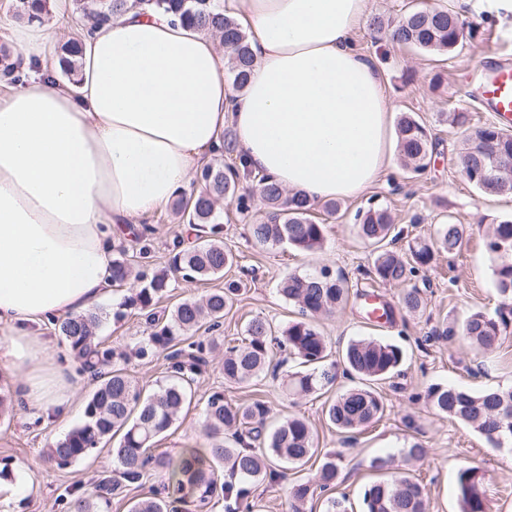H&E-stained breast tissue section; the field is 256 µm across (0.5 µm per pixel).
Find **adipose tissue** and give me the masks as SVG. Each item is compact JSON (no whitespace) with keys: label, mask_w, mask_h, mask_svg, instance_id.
Wrapping results in <instances>:
<instances>
[{"label":"adipose tissue","mask_w":512,"mask_h":512,"mask_svg":"<svg viewBox=\"0 0 512 512\" xmlns=\"http://www.w3.org/2000/svg\"><path fill=\"white\" fill-rule=\"evenodd\" d=\"M219 2L251 32L243 92L211 37L131 10L83 37L77 85L32 74L0 100V367L36 414L67 415L76 386L43 327L101 301L117 228L152 223L225 125L249 169L314 203L357 195L387 165L393 105L354 44L369 0ZM10 37L27 67L56 31L23 22Z\"/></svg>","instance_id":"adipose-tissue-1"}]
</instances>
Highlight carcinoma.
Segmentation results:
<instances>
[{
	"mask_svg": "<svg viewBox=\"0 0 512 512\" xmlns=\"http://www.w3.org/2000/svg\"><path fill=\"white\" fill-rule=\"evenodd\" d=\"M71 14L88 19L95 26L127 10L163 11L181 22L220 38L224 45V68L233 88L246 87L255 57L248 36L236 19L224 14L218 0H71ZM12 18L19 22L44 20L49 15V0H12ZM369 26L378 41L410 47L423 53L451 54L466 39L473 37L475 28L467 25L448 9L417 7L395 19L375 16ZM80 41L71 40L56 50L55 69L61 77L73 83L79 72ZM0 73L20 80L19 66L12 61L10 48L0 44ZM451 123L465 128L466 136L460 152L463 177L484 195L512 194V131L496 123L472 128L467 117L455 112ZM431 137L427 129L411 114L403 113L398 120L397 148L400 165L419 174L428 165ZM251 186H240L241 179ZM194 183L197 188L177 196L174 213L181 223L192 228L208 227V238L199 246L174 254L173 271L184 280H209L224 276V269L236 262L235 254L224 247L219 224L223 216L218 203L229 198L237 210L248 212L254 200L264 206V216L249 225L253 240L261 245L287 244L301 252L322 248L325 225L316 221L315 204L305 196H289L275 182L253 173L238 160H224L202 166ZM357 236L366 244L379 249L371 273L385 284H404L438 253L454 255L463 245L465 230L452 222L438 225L435 235L409 246V256L403 257L385 248L395 241V224L388 209L370 206L357 213ZM487 252L494 258V285L500 298L496 316L474 311L437 331V336L461 334L485 351L497 348L509 322L505 313L512 314V221L495 225L484 241ZM125 249H118L112 258V284L122 286L132 276L124 258ZM135 293L119 304L114 318H123V309L136 307L149 321L148 345L166 352L169 366L165 379L157 388L145 392L127 374L120 361L124 354L105 348L98 339L101 314L95 310L55 323V327L79 358L83 367L98 382L86 403L84 421L46 451V461L59 468L87 457L93 450L117 439L112 454L118 464L120 479L101 478L90 491L77 490L70 494V512H106L112 496L122 485L142 481L147 467L168 475V489L174 496L151 497L134 502L130 512H174L172 502L190 503L198 512L214 507L224 500L225 512H255L252 500L254 488L261 484L274 485L286 477L275 461L302 466L315 453V437L310 423L291 416L274 427L268 426L272 408L262 399L233 402L222 392L211 393L203 408V426L210 438L206 448H187L173 459L164 453L149 455L146 449L153 440L176 423L183 409L191 404L193 385L202 367L203 343L186 342L184 335L204 324L219 325L224 310L240 295L242 282L224 281L202 300L187 299L178 303L167 323L156 321L155 302L170 287L167 271L135 276ZM346 279L323 267L313 273H290L281 281L280 292L299 308L300 319L288 323L280 334L262 319L247 325V336L237 345L224 350L220 370L224 382L249 384L272 368L273 346L288 349L300 369L285 372L282 388L292 396H309L331 389L336 382V365L328 362V345L316 325V319L333 313L349 299ZM400 307L407 313L418 312L423 305L420 291L413 286L400 297ZM403 351L396 344L374 338L348 341L342 349L343 372L365 385L336 394L324 402L325 417L344 439L378 422L386 411L382 394L370 383L384 381L399 372ZM438 414L457 419L483 436L495 448L512 447V387L472 392L455 385L436 384L424 396ZM407 461H420L427 448L415 438L402 450ZM228 479L220 481L219 471ZM339 459L324 456L317 482L318 487L304 481L292 487L288 512H307V503L315 489L322 491L338 486ZM457 491L461 512H488L487 490L483 476L475 467L458 471ZM424 487L406 472L367 486L362 494V512H425Z\"/></svg>",
	"mask_w": 512,
	"mask_h": 512,
	"instance_id": "obj_1",
	"label": "carcinoma"
}]
</instances>
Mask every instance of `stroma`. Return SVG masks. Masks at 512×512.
<instances>
[{
  "mask_svg": "<svg viewBox=\"0 0 512 512\" xmlns=\"http://www.w3.org/2000/svg\"><path fill=\"white\" fill-rule=\"evenodd\" d=\"M424 5H444L459 13L476 27L474 38L466 40L452 54H426L374 40L369 26L357 31L356 44L369 54L380 69L386 92L395 113L416 116L432 135L433 153L427 169L419 175L404 170L397 156H390L381 177L360 194L341 200L335 215L327 218L326 241L321 250L305 253L282 244L273 247L255 245L248 222L240 216L233 201H224V243L236 254L238 263L225 269L223 277L209 281L173 282L155 305L157 313H168L185 299H197L223 287L225 279L241 280L243 295L226 309L219 328L200 332V339L211 343V364L198 377L195 397L181 419L151 447V454L178 457L183 449L203 448L209 443L202 423L205 397L214 391L238 401L260 397L270 402L274 418L300 416L307 419L317 435L318 450L303 466L288 469L275 486L260 485L256 499L263 512H285L288 494L301 479L316 480L326 453L342 452L340 477L351 502H358L364 486L388 478L385 470L371 468L373 458H391L394 466L405 465L400 450L406 431L404 416H412L416 435L428 450L425 460L409 465L412 476L424 485L427 512H461L456 476L461 468L479 467L489 497L490 512H512V450L490 447L485 439L461 422L437 414L418 393L435 384L452 383L475 392L512 386V325L503 333L500 345L485 352L463 336L436 337V330L452 318L476 310L494 314L499 306L492 276L493 262L484 246V237L494 225L512 219V195L484 197L460 172L461 137L448 123L452 112L467 113L471 124L495 122L494 113L483 111L477 78L490 61L512 64V12L500 9L496 0H422ZM387 208L401 231L398 252L408 250L415 238L433 233L438 225L453 222L464 225L465 240L461 252L453 257L441 255L414 278L426 308L411 315L398 310L404 291L400 285H386L368 276L375 255L356 235L354 224L358 210L369 204ZM181 224L170 210L157 214L148 225L144 239L119 237L118 242L135 254L136 269L153 272L166 268L174 254V244L183 238ZM149 255L140 258V247ZM342 273L349 286V300L335 313L320 317L317 324L332 350H341L352 339L371 337L398 345L405 354L400 375L382 387L386 411L374 427L360 432L356 445L343 443L322 412V401L311 397H289L277 380L265 377L243 387H229L218 363L229 341L243 338L247 323L265 320L274 329H282L297 315V309L280 293L281 280L292 272L305 273L320 267ZM130 293L129 287H113L99 305L103 324L99 337L105 345L127 355L125 367L140 386L153 389L166 373L163 353L147 349L149 328L137 309L126 310L121 320H113L118 303ZM374 294L395 305L392 319L377 323L365 314V298ZM52 341L54 359L66 360L78 377V411L66 417L45 418L27 413L15 380L0 374V390L12 398L9 417L0 419V461L8 470L0 484L16 482L28 485L27 494L0 495V512H64L63 499L70 490L91 488L99 478L111 474L116 466L109 449H101L88 458L59 468L49 464L44 453L48 446L81 424L82 411L97 382L85 372L63 336L54 327H46Z\"/></svg>",
  "mask_w": 512,
  "mask_h": 512,
  "instance_id": "35a3bbf8",
  "label": "stroma"
}]
</instances>
